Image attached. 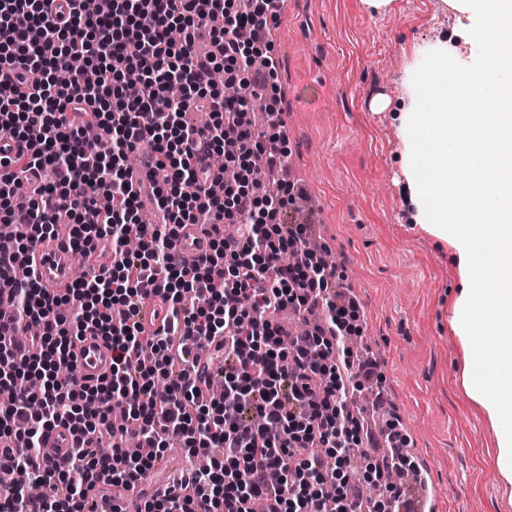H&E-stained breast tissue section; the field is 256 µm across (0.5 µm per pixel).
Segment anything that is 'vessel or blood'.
<instances>
[{
  "label": "vessel or blood",
  "mask_w": 512,
  "mask_h": 512,
  "mask_svg": "<svg viewBox=\"0 0 512 512\" xmlns=\"http://www.w3.org/2000/svg\"><path fill=\"white\" fill-rule=\"evenodd\" d=\"M41 287L54 292H65L72 280V269L83 266L95 276L108 273L112 267V250L107 242H99L88 257L76 255L70 248L69 230L57 227L54 234L38 242L29 253ZM75 364L81 377L94 381L108 374L112 368V350L98 336H85L76 348ZM45 448L54 456L72 453L76 443L68 430L59 428L49 433ZM121 506L124 512H137L140 501L133 490L100 497L96 500V512H112L113 506Z\"/></svg>",
  "instance_id": "vessel-or-blood-1"
}]
</instances>
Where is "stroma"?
I'll list each match as a JSON object with an SVG mask.
<instances>
[{
	"label": "stroma",
	"mask_w": 512,
	"mask_h": 512,
	"mask_svg": "<svg viewBox=\"0 0 512 512\" xmlns=\"http://www.w3.org/2000/svg\"><path fill=\"white\" fill-rule=\"evenodd\" d=\"M443 0H393L385 15L361 0H283L266 38L277 59L275 108L290 170L271 171L302 194L284 210L335 258L331 292L358 312L352 360L376 363L383 405L363 412L357 453H388V421L407 438L433 512H512L493 460L496 438L460 380L449 323L458 276L447 250L403 220L402 140L375 100L398 98L418 47L452 33Z\"/></svg>",
	"instance_id": "obj_1"
}]
</instances>
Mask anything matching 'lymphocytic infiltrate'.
<instances>
[{
    "label": "lymphocytic infiltrate",
    "instance_id": "obj_1",
    "mask_svg": "<svg viewBox=\"0 0 512 512\" xmlns=\"http://www.w3.org/2000/svg\"><path fill=\"white\" fill-rule=\"evenodd\" d=\"M65 2L54 17L47 0H0V133L27 146L0 171V222L20 228L13 253L0 252V289L25 334H0V439L11 442L0 466L18 476L0 512H93L94 496L136 486L175 444L223 453L142 512H363L346 473L361 421L344 398L374 367L342 376L351 311L327 295L330 270L312 254L285 262L304 252L305 227L278 223L284 195L242 183L255 159L271 167L287 152L256 139L247 119L261 98L252 72L275 69L259 43L280 0H102L89 19L83 0ZM65 53L86 59L95 83L79 72L56 83ZM223 64L237 98L213 89ZM191 111L208 121L191 123ZM142 146L151 165L138 176L128 157ZM219 153L227 201L201 183ZM28 172L39 182L25 208L16 197ZM63 213L75 221L73 251L106 240L111 270L62 295L34 278L17 283L16 254ZM189 224L209 239L191 259L179 249ZM154 297L168 306V329L138 319ZM88 332L112 349L110 374L93 384L73 355ZM204 343L224 355L217 394L197 368ZM59 426L77 447L55 460L43 442ZM31 479L51 483L52 499L28 495Z\"/></svg>",
    "mask_w": 512,
    "mask_h": 512
}]
</instances>
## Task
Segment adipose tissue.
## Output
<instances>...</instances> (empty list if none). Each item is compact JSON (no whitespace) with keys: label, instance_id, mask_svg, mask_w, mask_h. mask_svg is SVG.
<instances>
[{"label":"adipose tissue","instance_id":"ef3b65f1","mask_svg":"<svg viewBox=\"0 0 512 512\" xmlns=\"http://www.w3.org/2000/svg\"><path fill=\"white\" fill-rule=\"evenodd\" d=\"M457 41L420 47L389 109L402 135L410 223L447 245L458 272L450 323L461 384L496 437L512 498V0H447ZM490 97L491 112L471 109Z\"/></svg>","mask_w":512,"mask_h":512}]
</instances>
